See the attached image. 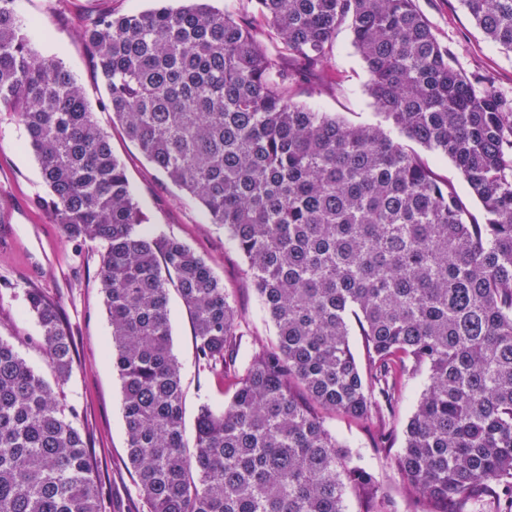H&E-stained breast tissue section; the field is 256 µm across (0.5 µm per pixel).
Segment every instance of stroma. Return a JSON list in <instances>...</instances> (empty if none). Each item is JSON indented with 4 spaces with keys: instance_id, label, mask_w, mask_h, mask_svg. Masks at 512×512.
<instances>
[{
    "instance_id": "obj_1",
    "label": "stroma",
    "mask_w": 512,
    "mask_h": 512,
    "mask_svg": "<svg viewBox=\"0 0 512 512\" xmlns=\"http://www.w3.org/2000/svg\"><path fill=\"white\" fill-rule=\"evenodd\" d=\"M14 6L24 20L37 22L35 47L62 62L83 86L98 123L111 137L114 155L125 167L134 198L147 218L146 230L178 237L208 257L224 282L246 338L274 341L275 328L263 310L243 257L227 234L209 223L198 203L185 198L146 162L124 133L113 127L111 113L98 108L105 89L87 63L78 37L81 24L102 7L121 13L141 12L152 8L153 0H15ZM415 6L438 41L451 49L459 69L512 97V53L486 38L460 0H415ZM328 68L336 74L337 89L306 85L298 95L299 102L338 113L353 124L378 122L366 88L368 74L349 29L338 32ZM25 140L26 132L13 115L0 112V337L10 341L47 382L55 383L57 396L76 410V423L88 437L99 469L104 512H147L124 464L127 448L121 382L107 355L111 327L97 278L101 248L66 238L47 211L37 205V197L46 196L47 188ZM34 287L59 304L72 331L74 370L61 385L55 382L37 322L26 309L25 293ZM169 310L173 352L181 364L185 434L190 437L198 404L207 401L220 407L228 395L215 375L199 368L191 320L177 293L169 295ZM427 383L424 372L410 379L394 407L387 424L393 452L381 448L375 422L341 415L327 418L339 442L359 456L378 484L393 496L397 512L425 509L423 501L404 491L394 451L403 445L406 424Z\"/></svg>"
}]
</instances>
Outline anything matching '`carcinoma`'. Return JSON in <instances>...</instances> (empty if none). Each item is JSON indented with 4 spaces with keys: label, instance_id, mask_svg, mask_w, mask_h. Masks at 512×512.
<instances>
[{
    "label": "carcinoma",
    "instance_id": "carcinoma-1",
    "mask_svg": "<svg viewBox=\"0 0 512 512\" xmlns=\"http://www.w3.org/2000/svg\"><path fill=\"white\" fill-rule=\"evenodd\" d=\"M209 0L120 14L80 37L104 110L145 159L243 256L276 341L240 355L236 311L211 261L143 230L85 90L33 48L32 23L0 0V112L26 132L51 217L103 248L99 283L122 385L127 462L149 512H396L326 415L379 419L428 372L395 455L427 512L507 496L512 512V99L450 62L414 0ZM512 52V0H461ZM264 28L257 29L256 18ZM348 26L379 110L351 124L296 100ZM449 158L484 210L402 142ZM175 290L198 365L232 388L195 416L186 453ZM56 381L74 367L69 326L26 293ZM363 336L365 360L349 345ZM75 414L0 338V512H102Z\"/></svg>",
    "mask_w": 512,
    "mask_h": 512
}]
</instances>
